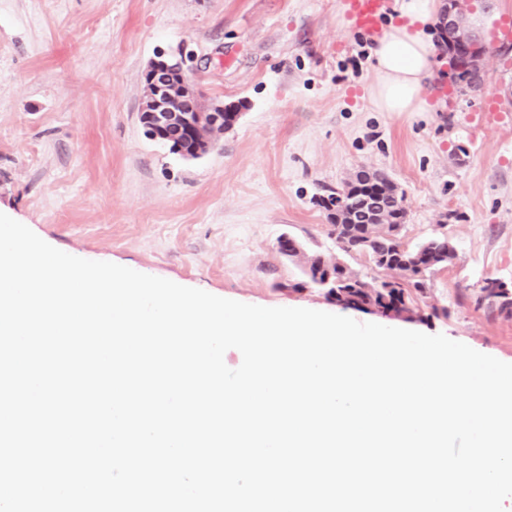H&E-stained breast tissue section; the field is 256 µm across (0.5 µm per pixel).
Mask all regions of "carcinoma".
I'll return each mask as SVG.
<instances>
[{"mask_svg":"<svg viewBox=\"0 0 512 512\" xmlns=\"http://www.w3.org/2000/svg\"><path fill=\"white\" fill-rule=\"evenodd\" d=\"M330 235L334 236L336 249L343 257L367 258L376 268H398L403 272L400 281L393 284L379 282L375 285L352 275L344 261L326 266L321 255H312L311 265L304 268L305 280L291 285L294 290L315 288L325 278L335 282V287L325 291L326 298L344 308L369 310L384 316L395 315L413 319L419 314V296L426 289V277L448 264V238L434 237L411 247L402 240L382 235L367 236L364 224L335 223Z\"/></svg>","mask_w":512,"mask_h":512,"instance_id":"obj_1","label":"carcinoma"}]
</instances>
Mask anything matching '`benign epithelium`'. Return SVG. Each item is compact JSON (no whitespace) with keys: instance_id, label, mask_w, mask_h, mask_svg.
Masks as SVG:
<instances>
[{"instance_id":"benign-epithelium-1","label":"benign epithelium","mask_w":512,"mask_h":512,"mask_svg":"<svg viewBox=\"0 0 512 512\" xmlns=\"http://www.w3.org/2000/svg\"><path fill=\"white\" fill-rule=\"evenodd\" d=\"M463 10L462 0H451L441 21V33L448 51V69L458 83L475 87L482 84L479 61L485 45L460 31ZM144 82L140 123L145 133L184 159H198L212 150L215 135L224 133L239 115L236 106L203 108L187 71L162 55L149 63Z\"/></svg>"}]
</instances>
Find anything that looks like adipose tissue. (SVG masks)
<instances>
[{
	"mask_svg": "<svg viewBox=\"0 0 512 512\" xmlns=\"http://www.w3.org/2000/svg\"><path fill=\"white\" fill-rule=\"evenodd\" d=\"M443 7L442 0H394L390 19L370 48L375 79L366 93L374 111L441 110V102L426 96L425 84L435 65L434 37Z\"/></svg>",
	"mask_w": 512,
	"mask_h": 512,
	"instance_id": "ef3b65f1",
	"label": "adipose tissue"
}]
</instances>
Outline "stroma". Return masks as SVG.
Masks as SVG:
<instances>
[{
  "label": "stroma",
  "mask_w": 512,
  "mask_h": 512,
  "mask_svg": "<svg viewBox=\"0 0 512 512\" xmlns=\"http://www.w3.org/2000/svg\"><path fill=\"white\" fill-rule=\"evenodd\" d=\"M343 0H0V213L70 255L119 264L264 307L338 313L322 291L292 290L289 236L336 256L321 200L359 170L405 198L414 246L447 236L456 258L427 280L423 320L350 310L356 321L444 334L512 359V311L480 301L512 286V51L491 0L490 28L465 17L488 53L460 90L438 66L440 112H376L369 33L340 24ZM181 61L203 104L238 121L186 160L143 132L144 73ZM494 107L500 122L478 124Z\"/></svg>",
  "instance_id": "obj_1"
}]
</instances>
